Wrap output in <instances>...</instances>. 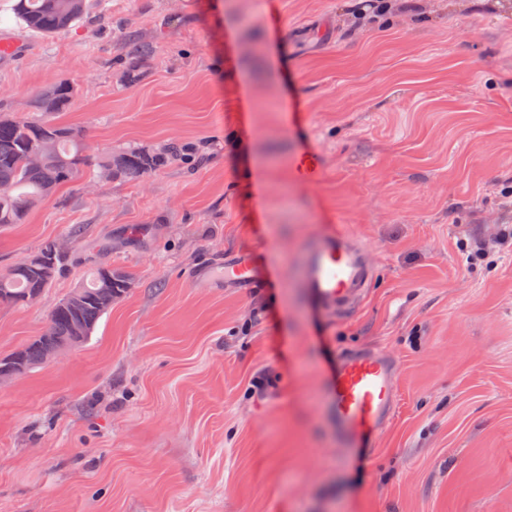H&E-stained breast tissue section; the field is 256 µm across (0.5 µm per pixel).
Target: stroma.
<instances>
[{"label": "stroma", "mask_w": 512, "mask_h": 512, "mask_svg": "<svg viewBox=\"0 0 512 512\" xmlns=\"http://www.w3.org/2000/svg\"><path fill=\"white\" fill-rule=\"evenodd\" d=\"M0 67V113L57 123L90 165L0 228V274L49 241L53 288L0 306V357L97 266L127 294L76 350L0 384V512H512V0H89ZM189 151L133 181L93 161ZM375 268L311 310L305 244ZM477 252L473 263L465 253ZM251 253L246 288L195 273ZM398 363L373 449L317 401L338 354ZM75 94L74 86L70 82H60L50 87L44 93L40 95V97L35 102V108L37 112H62L64 111L71 103ZM44 98H50L43 100ZM52 99V100H51ZM54 100V102H53ZM41 102V109H40ZM369 253L340 228L319 235L304 253L301 281L319 312L341 314L352 309L373 278Z\"/></svg>", "instance_id": "obj_1"}]
</instances>
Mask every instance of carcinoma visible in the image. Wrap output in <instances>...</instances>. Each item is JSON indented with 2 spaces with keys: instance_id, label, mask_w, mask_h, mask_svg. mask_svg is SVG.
<instances>
[{
  "instance_id": "1",
  "label": "carcinoma",
  "mask_w": 512,
  "mask_h": 512,
  "mask_svg": "<svg viewBox=\"0 0 512 512\" xmlns=\"http://www.w3.org/2000/svg\"><path fill=\"white\" fill-rule=\"evenodd\" d=\"M59 0H16L13 11L24 26L50 37L77 25L86 15L88 0H82V8L71 15H63L58 8ZM75 94L69 82H60L40 95L56 104V111H64ZM46 134L57 137V152L46 157L42 165L33 167L26 162V155ZM181 158L176 150L150 153L130 148L103 157L98 167L112 168L116 179L135 180L155 171L171 161ZM88 160L87 146L81 130L53 123L40 116L16 120L0 116V183L12 187L7 196H0V227L20 224L31 210V200L72 180ZM65 254L48 242L29 254L0 275V304L25 305L33 293H43L56 280ZM131 275L110 265H100L92 273L89 283L80 286L84 301L76 309L55 305L47 316L41 335L24 348L16 351L20 366L29 372L42 365L44 353L72 342L71 326L80 321L92 333L106 310L98 303L99 293L106 288L114 300L121 299L131 284Z\"/></svg>"
}]
</instances>
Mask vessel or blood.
I'll use <instances>...</instances> for the list:
<instances>
[{"label":"vessel or blood","instance_id":"obj_1","mask_svg":"<svg viewBox=\"0 0 512 512\" xmlns=\"http://www.w3.org/2000/svg\"><path fill=\"white\" fill-rule=\"evenodd\" d=\"M225 283L248 285L251 259L225 260L218 273ZM373 264L369 253L341 229L319 235L304 253L301 281L312 306L323 313L352 309L369 288ZM397 365L381 350L339 355L326 394L336 434L348 448L373 446L396 402Z\"/></svg>","mask_w":512,"mask_h":512}]
</instances>
